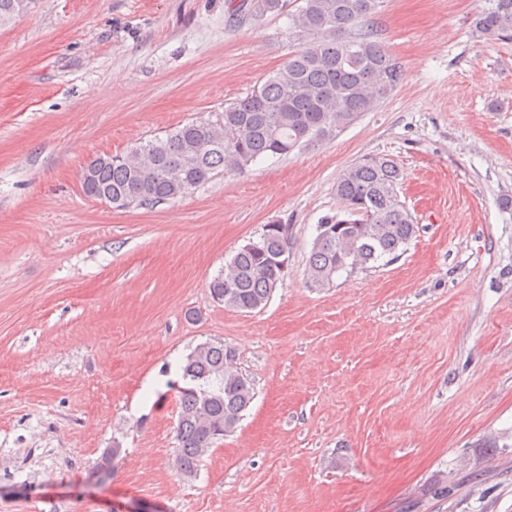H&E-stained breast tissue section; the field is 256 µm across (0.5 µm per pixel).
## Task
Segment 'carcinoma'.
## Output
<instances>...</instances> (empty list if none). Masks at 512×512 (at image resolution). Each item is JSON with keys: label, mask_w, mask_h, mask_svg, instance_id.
Here are the masks:
<instances>
[{"label": "carcinoma", "mask_w": 512, "mask_h": 512, "mask_svg": "<svg viewBox=\"0 0 512 512\" xmlns=\"http://www.w3.org/2000/svg\"><path fill=\"white\" fill-rule=\"evenodd\" d=\"M30 0H0V24L23 13ZM383 0H301L288 17L305 36L281 67L245 98L224 107L216 122L190 121L124 154L100 155L83 169L85 196L112 198V207L153 206L189 194L218 171L243 170L266 156L308 149L371 112L404 80V69L368 21ZM285 0H249L231 10L228 22L260 21L283 13ZM472 26L479 37L512 39V0H489ZM403 175L390 158L369 155L336 181L343 220H321L331 232L312 242L306 271L311 286L333 284L353 266L371 268L397 253L415 236L417 225L399 196ZM291 236L275 226L257 246L245 244L210 283L212 298L251 312L267 305L286 274L272 258L289 253ZM234 355L222 343L196 346L185 359L179 388L175 457L178 471L197 474L203 449L232 432L255 397L246 375L230 367Z\"/></svg>", "instance_id": "1"}]
</instances>
